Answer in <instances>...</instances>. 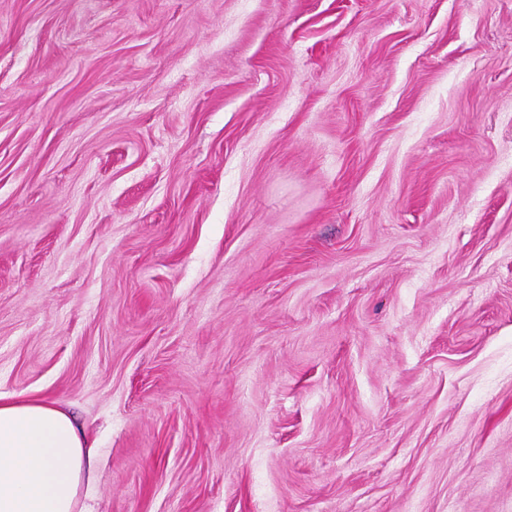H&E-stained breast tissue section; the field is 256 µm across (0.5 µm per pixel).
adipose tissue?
I'll return each instance as SVG.
<instances>
[{"label": "adipose tissue", "instance_id": "1", "mask_svg": "<svg viewBox=\"0 0 512 512\" xmlns=\"http://www.w3.org/2000/svg\"><path fill=\"white\" fill-rule=\"evenodd\" d=\"M96 471L94 446L61 404L0 395V512H84Z\"/></svg>", "mask_w": 512, "mask_h": 512}]
</instances>
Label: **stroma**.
<instances>
[{
    "instance_id": "obj_1",
    "label": "stroma",
    "mask_w": 512,
    "mask_h": 512,
    "mask_svg": "<svg viewBox=\"0 0 512 512\" xmlns=\"http://www.w3.org/2000/svg\"><path fill=\"white\" fill-rule=\"evenodd\" d=\"M0 393L92 512H512V0H0Z\"/></svg>"
}]
</instances>
